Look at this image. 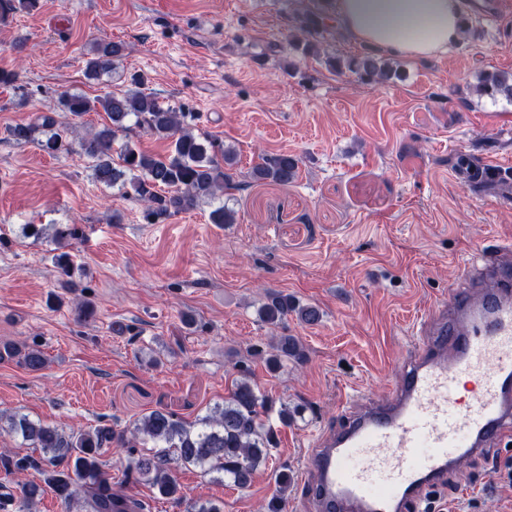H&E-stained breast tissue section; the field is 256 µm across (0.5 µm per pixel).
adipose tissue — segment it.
Returning <instances> with one entry per match:
<instances>
[{"instance_id":"ef3b65f1","label":"adipose tissue","mask_w":512,"mask_h":512,"mask_svg":"<svg viewBox=\"0 0 512 512\" xmlns=\"http://www.w3.org/2000/svg\"><path fill=\"white\" fill-rule=\"evenodd\" d=\"M347 35L420 60L447 52L461 38L462 0H334Z\"/></svg>"}]
</instances>
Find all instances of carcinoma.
Returning <instances> with one entry per match:
<instances>
[{"mask_svg":"<svg viewBox=\"0 0 512 512\" xmlns=\"http://www.w3.org/2000/svg\"><path fill=\"white\" fill-rule=\"evenodd\" d=\"M40 0H0V21L10 16L39 8ZM319 20L307 19L305 37L292 41L294 50L303 56L319 55L316 40ZM122 56L121 45L109 40L94 42L86 61L85 76L96 81L116 68ZM324 63L336 71H348L362 80L385 82L398 76L390 61L372 54L347 58L327 57ZM144 81L131 79V88L115 94L106 92L90 98L80 93L63 92L58 107L71 116L82 119L90 112H103L109 123L102 125L78 143L69 140V128L57 127L55 118L41 113L27 123L10 127L9 134L18 144L36 143L53 155L79 153L92 161L96 180L107 186L126 189V194L144 205V217L158 224L207 200H216L224 191L237 189L231 170L236 165V153L220 144L212 135L192 125L194 116L176 107H164L143 89ZM479 97L512 101V76L481 73L472 86ZM168 143L164 155L143 151L132 141L134 130ZM124 138L117 158H112V145ZM299 158L286 152L262 158L249 176L256 183L272 182L286 186L292 183ZM213 224L236 223V212L221 204L209 214ZM75 227H61L55 232L58 245L53 263L60 277L72 278L76 263L66 251L75 238ZM294 317L314 325L321 322L320 308L300 303L281 291H271L259 308L262 322L277 327ZM15 359L27 370L37 372L45 367L43 353L34 347L7 342L0 346V361ZM305 358L301 341L295 336L273 337L270 351L264 358L271 372H277L292 361ZM297 407L283 401L276 403L256 390L249 368L238 369L233 389L224 403L191 422L178 418L164 409H154L118 430L99 422L88 430H69L35 422L25 415L12 414L6 419L8 432L18 435L40 451L34 457H17L0 452V470L23 473L29 469L46 475L45 481L66 505L67 512H113L112 500L131 501L137 512H147L148 505L112 485V477L101 461L105 449L116 447L128 455L124 485H148L158 495L180 505L184 495L175 478L182 467H199L224 475L229 483L248 487L254 474L272 460L277 448V426L290 425ZM276 490L267 504V512H283L288 492V472L275 473ZM42 489L33 482L18 485V491H0V512H28L41 496Z\"/></svg>","mask_w":512,"mask_h":512,"instance_id":"carcinoma-1","label":"carcinoma"}]
</instances>
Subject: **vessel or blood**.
<instances>
[{
    "label": "vessel or blood",
    "instance_id": "b4317fda",
    "mask_svg": "<svg viewBox=\"0 0 512 512\" xmlns=\"http://www.w3.org/2000/svg\"><path fill=\"white\" fill-rule=\"evenodd\" d=\"M496 247L462 269L414 328L389 397L349 412L309 449L314 512H429L426 494L492 443L512 442V266Z\"/></svg>",
    "mask_w": 512,
    "mask_h": 512
}]
</instances>
